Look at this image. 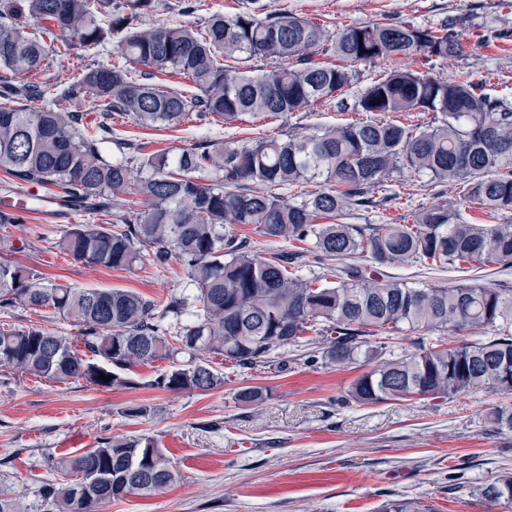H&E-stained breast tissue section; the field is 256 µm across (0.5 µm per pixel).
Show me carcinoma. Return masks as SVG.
Returning <instances> with one entry per match:
<instances>
[{
	"mask_svg": "<svg viewBox=\"0 0 512 512\" xmlns=\"http://www.w3.org/2000/svg\"><path fill=\"white\" fill-rule=\"evenodd\" d=\"M155 0H0V68L29 81L0 83V189L54 187L73 211L109 216L104 224H73L55 247L74 261L108 269L139 263L144 251L165 264L176 254L183 286L165 299L127 290L79 288L41 278L37 270L0 263V309H45L79 330L66 336L0 320V367L17 375L101 388L131 384L136 364L170 360L151 387L207 391L224 384L201 354L220 355L241 371L266 368L276 351L302 348L310 361L339 368L359 358L375 367L358 377L350 397L359 404L450 397L462 392L506 396L489 408L493 427L512 431V291L463 282L415 287L381 269L413 263L512 266V224H473L436 203L411 224H352L371 207L369 190L403 169L451 184L465 204L512 210V103L493 98L467 72L443 79L396 65L422 64L464 53L455 22L433 29L371 22L335 33L314 17L261 7L220 13L201 27L138 26ZM118 60L84 69L76 79L32 78L52 56L78 41L89 57L106 40ZM274 66L243 71V57ZM393 62L353 105L340 111L374 115L433 113L414 126L396 120L315 125L286 137L234 144L201 139L175 155L112 140V116L126 114L150 129L173 127L196 113L227 123L243 114L286 117L333 101L356 78L352 66ZM189 78L187 95L157 82V74ZM49 98L51 106L31 105ZM88 99L94 122L62 107ZM113 143L119 156L105 145ZM140 175L133 179L132 164ZM212 172L202 184L197 174ZM316 181L320 190L288 199L276 190ZM146 209H113L127 190ZM20 218L0 209V249L13 250ZM298 242L321 261H338L320 276L299 274L303 252L261 256L246 237ZM366 254L369 265L345 259ZM418 333V350L386 352L392 334ZM471 339L442 348L448 329ZM317 337L306 336L308 332ZM111 377L104 381L101 375ZM57 479L40 489L41 512H101L127 495L155 496L179 478L151 437H107L95 448L51 463ZM489 504H512V472L476 488ZM0 512H26L20 498L0 490ZM380 512H431L414 498L391 499Z\"/></svg>",
	"mask_w": 512,
	"mask_h": 512,
	"instance_id": "1",
	"label": "carcinoma"
}]
</instances>
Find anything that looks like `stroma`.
Listing matches in <instances>:
<instances>
[{
  "label": "stroma",
  "instance_id": "1",
  "mask_svg": "<svg viewBox=\"0 0 512 512\" xmlns=\"http://www.w3.org/2000/svg\"><path fill=\"white\" fill-rule=\"evenodd\" d=\"M155 0L141 17L143 27L201 26L214 13L233 15L248 0ZM265 13L289 11L316 17L336 31L375 20L438 27L453 19L466 44L463 56L435 60L440 78L470 72L487 93L512 101V8L501 0H260ZM492 31L484 47L474 33ZM323 104L311 112L283 118L241 115L229 123L186 119L168 129L151 130L131 116L113 119L120 137L147 150L172 154L206 136L244 143L258 137H285L311 125L354 120ZM395 197L355 214L357 224H408L419 208L448 203L477 224L512 223V212L488 214L477 205L461 206L453 186L435 184L428 175L408 171L392 175ZM98 216L70 215L52 220L25 215L15 231L29 248L1 251L0 263H23L50 281L91 289H131L152 298L179 290L183 269L177 258L164 265L143 258L129 270L106 269L72 261L54 243L72 224L98 223ZM389 276L417 286H454L465 277L493 288L512 289V267L491 264L462 272L418 264L389 269ZM279 365L239 371L223 357L210 363L224 383L208 391L169 392L149 382L167 364L157 361L133 369L128 386L99 388L79 381L68 385L16 376L0 369V487L30 505L42 484L53 479L48 460L97 447L101 438L146 434L165 448L180 473L164 493L129 495L104 512H378L392 498H419L436 512H512L489 505L477 486L512 469V432L495 430L486 420L498 396L459 393L446 398L414 397L361 405L348 391L369 366L346 369L310 363L283 347ZM268 391L256 404L235 400L238 388ZM132 406L146 407L139 418Z\"/></svg>",
  "mask_w": 512,
  "mask_h": 512
}]
</instances>
